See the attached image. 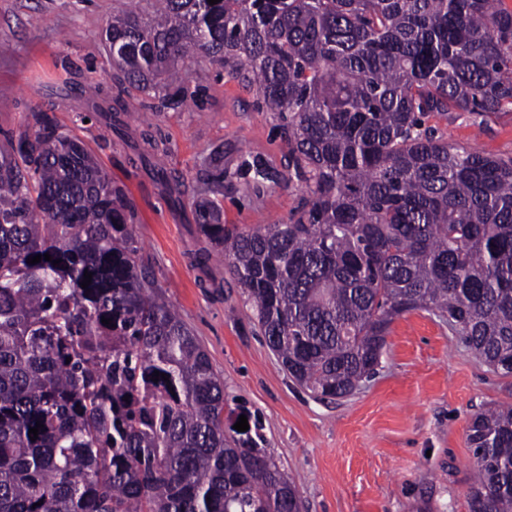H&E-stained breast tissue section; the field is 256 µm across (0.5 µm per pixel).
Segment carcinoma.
Wrapping results in <instances>:
<instances>
[{"instance_id": "cac0c4a2", "label": "carcinoma", "mask_w": 512, "mask_h": 512, "mask_svg": "<svg viewBox=\"0 0 512 512\" xmlns=\"http://www.w3.org/2000/svg\"><path fill=\"white\" fill-rule=\"evenodd\" d=\"M141 2L119 0L105 25L118 81L158 92L160 110L195 105L184 63L206 59L283 119L309 203L284 224H224L217 150L195 212L289 376L320 399L353 393L416 310L512 376V158L429 124L512 112V9L148 0L145 21ZM225 409L224 381L142 264L124 188L30 113L0 141V512H301L262 436ZM468 438L469 512H512V405L477 413Z\"/></svg>"}]
</instances>
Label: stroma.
Segmentation results:
<instances>
[{"instance_id":"35a3bbf8","label":"stroma","mask_w":512,"mask_h":512,"mask_svg":"<svg viewBox=\"0 0 512 512\" xmlns=\"http://www.w3.org/2000/svg\"><path fill=\"white\" fill-rule=\"evenodd\" d=\"M113 0H0V132L43 110L72 131L123 184L141 255L224 382L229 408L256 417L263 445L294 481L302 512H469L473 415L512 404L501 376L447 320L417 310L391 325L381 366L354 394L321 401L289 378L267 346L251 303L211 246L193 200L216 147L224 149V221H288L307 201L288 179V143L276 113L207 61L192 63L203 103L156 110L124 92L102 45ZM459 147L512 157V112L484 126L439 120ZM259 161L271 179H252ZM182 178L173 191L158 177Z\"/></svg>"}]
</instances>
